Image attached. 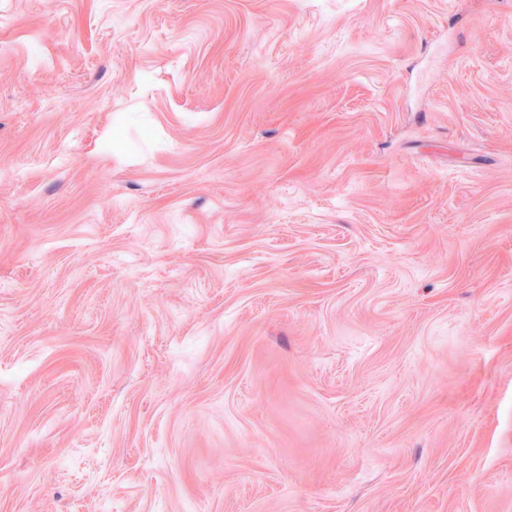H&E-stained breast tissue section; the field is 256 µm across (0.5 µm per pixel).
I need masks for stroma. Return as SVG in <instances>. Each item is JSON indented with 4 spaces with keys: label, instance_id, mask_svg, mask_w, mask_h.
<instances>
[{
    "label": "stroma",
    "instance_id": "35a3bbf8",
    "mask_svg": "<svg viewBox=\"0 0 512 512\" xmlns=\"http://www.w3.org/2000/svg\"><path fill=\"white\" fill-rule=\"evenodd\" d=\"M106 500L512 512V0H0V512Z\"/></svg>",
    "mask_w": 512,
    "mask_h": 512
}]
</instances>
